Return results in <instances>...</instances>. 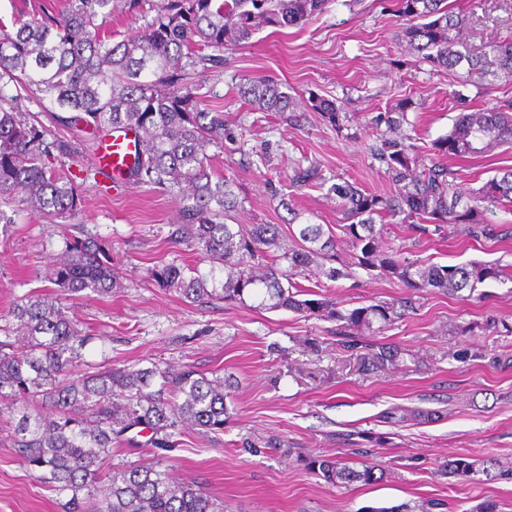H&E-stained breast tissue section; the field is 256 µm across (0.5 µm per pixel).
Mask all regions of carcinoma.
I'll list each match as a JSON object with an SVG mask.
<instances>
[{"mask_svg": "<svg viewBox=\"0 0 512 512\" xmlns=\"http://www.w3.org/2000/svg\"><path fill=\"white\" fill-rule=\"evenodd\" d=\"M67 2L56 16L18 18L10 27L0 22V195L17 194L32 212L45 216L71 214L81 205L73 178L46 166L43 134L19 107L23 96L41 101L65 128L83 125L104 132L133 126L143 138L136 179L176 190L180 236L207 265L202 270L175 260L160 262L148 269L149 278L191 304L220 298L334 321L337 345L360 353L366 374L398 365L402 349L362 343L361 328L375 322L382 328L391 325L424 292L473 293L488 282H512V274L496 263L427 264L383 242L376 219L384 217L424 240L451 233L475 240L512 236L511 228L499 230L485 218L488 206L512 203V167L496 170L467 194L455 190L447 164L418 162L411 135L396 134L408 123V98L369 119L382 130L375 157L396 190L377 193L347 181L328 188L339 199L341 229L354 251L353 262L338 261L335 236L323 225L296 224L300 214L283 193L279 206L289 215V229L228 223L241 202L233 181L214 173L206 153L224 138V114L200 107L194 71L223 65L225 47L246 44L261 28L304 24L323 11L327 0H159L152 19L119 41L106 29L116 0ZM397 13L406 19L400 40L432 69L462 67L477 85L490 78L512 80V39L477 53L469 50L462 38L465 16L448 0H397ZM238 91L259 110L286 113L291 122L299 119L295 98L271 78L247 79ZM303 109L318 113L338 131L345 129L346 116L334 100L311 93ZM505 145L512 148L511 98L493 110L460 114L432 150L465 161ZM291 182L323 186L326 179L311 164L295 168ZM103 252L94 238L76 240L53 262L49 279L63 292L110 296L123 285L112 263L100 258ZM354 266L394 277L411 294L344 311L328 296L303 298L306 291L294 281L314 267L334 283L352 277ZM8 316L3 332L17 336L20 346L9 352L0 348V413L14 414L17 403H25L11 447L52 490L71 493L67 512H83V500L97 492L104 477L108 487L98 512H224V502L196 482L175 479L154 464L114 467L107 474L103 468L131 430L151 432L150 443L160 448L173 446L178 426L205 434L224 431L231 380L210 379L189 365L178 371L154 364L82 373L78 367L86 336L60 298L30 295L16 302ZM434 416L433 410L395 407L385 419L398 424ZM242 445L258 453L286 443L272 433L245 437ZM298 461L332 486L372 485L386 475L377 462L356 469L339 456H300ZM479 471L499 479L509 475L495 457L483 460L480 470L459 456L443 465V473L454 478Z\"/></svg>", "mask_w": 512, "mask_h": 512, "instance_id": "obj_1", "label": "carcinoma"}]
</instances>
